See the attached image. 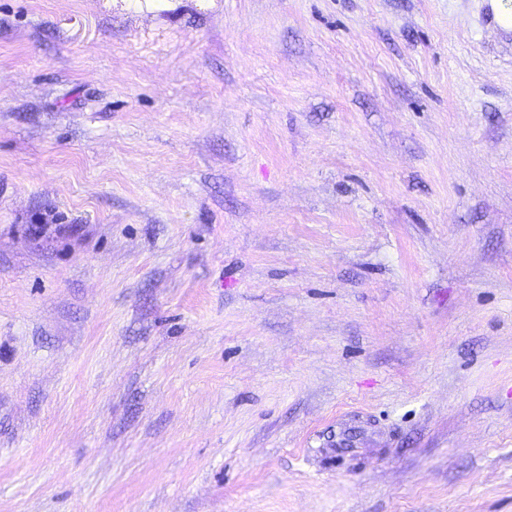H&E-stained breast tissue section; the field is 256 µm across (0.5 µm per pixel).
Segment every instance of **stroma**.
<instances>
[{
    "instance_id": "obj_1",
    "label": "stroma",
    "mask_w": 512,
    "mask_h": 512,
    "mask_svg": "<svg viewBox=\"0 0 512 512\" xmlns=\"http://www.w3.org/2000/svg\"><path fill=\"white\" fill-rule=\"evenodd\" d=\"M489 2L0 0V512H512Z\"/></svg>"
}]
</instances>
